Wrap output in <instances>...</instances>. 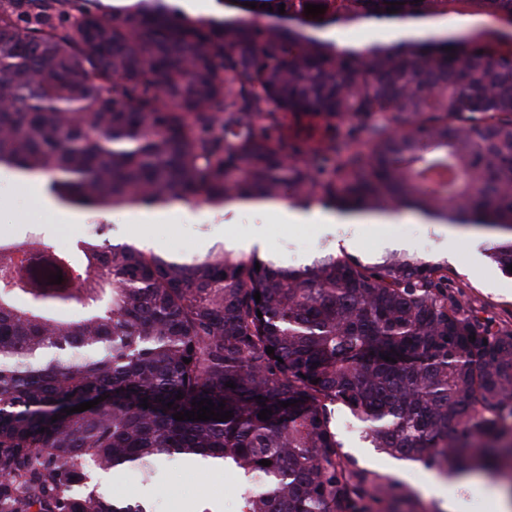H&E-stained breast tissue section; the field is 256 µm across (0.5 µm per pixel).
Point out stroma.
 Here are the masks:
<instances>
[{
    "label": "stroma",
    "mask_w": 512,
    "mask_h": 512,
    "mask_svg": "<svg viewBox=\"0 0 512 512\" xmlns=\"http://www.w3.org/2000/svg\"><path fill=\"white\" fill-rule=\"evenodd\" d=\"M37 182V189L31 190L14 173H0V234L13 236L35 227L51 246L67 250L89 236L94 225L103 223L111 225L113 242L146 244L173 257L203 255L221 245L238 255L255 252L294 267L328 253L365 263L396 253L447 264L463 302L481 316L512 325V276L497 269L487 256V246H474L477 232L472 228L429 224L419 214L403 210L391 216L384 234L377 235L319 205L308 209L307 220L282 224L263 210H215L184 202L163 224L141 225L139 211L129 209L104 214L81 209L75 223L67 224L58 209L44 200L45 177ZM333 428L345 453L360 465L401 481L424 503L439 506L456 494L467 500L469 512H487L488 482L475 478L469 488L457 491L435 471L390 457L363 437L361 423L343 407L334 411ZM239 482L233 469L204 470L177 458L162 461L151 481L128 469L91 472L88 484L107 496L121 493L147 512H238L241 503L235 489Z\"/></svg>",
    "instance_id": "stroma-1"
}]
</instances>
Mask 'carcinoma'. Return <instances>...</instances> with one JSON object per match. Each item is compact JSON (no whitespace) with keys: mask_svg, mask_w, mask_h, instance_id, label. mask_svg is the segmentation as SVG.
<instances>
[{"mask_svg":"<svg viewBox=\"0 0 512 512\" xmlns=\"http://www.w3.org/2000/svg\"><path fill=\"white\" fill-rule=\"evenodd\" d=\"M255 2L196 19L173 0H0V168L98 211L411 209L498 233L490 259L512 273V48L325 36L463 8L512 19V0ZM204 398L234 416L173 418ZM335 404L394 458L500 479L512 328L467 308L447 266L404 255L283 267L98 231L71 251L35 229L0 240V512H144L72 489L175 456L242 471L240 512H437L342 451Z\"/></svg>","mask_w":512,"mask_h":512,"instance_id":"carcinoma-1","label":"carcinoma"}]
</instances>
